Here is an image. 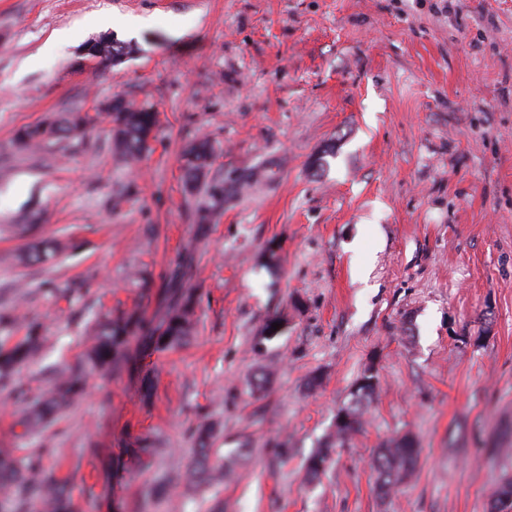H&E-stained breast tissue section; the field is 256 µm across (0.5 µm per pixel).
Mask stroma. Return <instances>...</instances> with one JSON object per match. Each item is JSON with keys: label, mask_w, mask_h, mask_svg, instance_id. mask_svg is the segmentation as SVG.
Wrapping results in <instances>:
<instances>
[{"label": "stroma", "mask_w": 512, "mask_h": 512, "mask_svg": "<svg viewBox=\"0 0 512 512\" xmlns=\"http://www.w3.org/2000/svg\"><path fill=\"white\" fill-rule=\"evenodd\" d=\"M105 36L125 60L81 64ZM116 98L158 115L139 162L112 147ZM71 112L93 118L84 136L16 146ZM204 138L207 184L268 162L279 177L233 189L202 229L182 153ZM21 224L66 250L26 264ZM180 278L186 345L131 341L130 365L37 434L0 388V448L44 450L76 512H487L512 477V0H0V314L44 326L30 396L98 315L160 320ZM369 373L360 432L306 480ZM205 428L226 475L196 488ZM404 434L417 470L380 498L373 450ZM137 438L159 450L148 463L125 453Z\"/></svg>", "instance_id": "35a3bbf8"}]
</instances>
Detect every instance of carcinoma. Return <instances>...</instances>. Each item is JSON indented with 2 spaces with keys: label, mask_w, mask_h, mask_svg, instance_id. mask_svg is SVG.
<instances>
[{
  "label": "carcinoma",
  "mask_w": 512,
  "mask_h": 512,
  "mask_svg": "<svg viewBox=\"0 0 512 512\" xmlns=\"http://www.w3.org/2000/svg\"><path fill=\"white\" fill-rule=\"evenodd\" d=\"M97 57L98 67L109 70L120 64L127 54V46L113 37L101 38L88 46ZM112 123V137L121 156L136 160L149 148V139L157 124V114L150 108H135L129 103H118L109 113ZM87 118L79 114L71 119L58 121L47 119L23 128L17 134V142L23 147H33L42 142L63 135H75L85 126ZM214 148L207 140L192 144L185 153L184 177L186 185L194 187L211 166ZM209 201L198 208V219L205 222L214 209L224 203V188L214 186L208 192ZM62 249L61 244L47 243L41 248L27 252L29 263H43L53 253ZM176 301L156 327L138 313L105 315L96 320L83 359L73 368L60 375L52 391L31 402L19 420L28 432L41 431L53 414L72 404L83 392L88 378L98 372L121 367L127 360L130 341L137 338L157 350H166L186 342L195 330V291L186 286H177ZM23 324L26 336L9 348L0 346V381L12 386L13 395L26 399L24 384L14 380L42 348V324L34 319L24 320L17 316H0V324ZM369 383L352 393L349 404L341 409L347 418L342 427L336 429L335 440L319 449L309 459L306 473L315 478L324 471L335 446L343 444L362 423L364 409L375 392L374 376L367 375ZM209 435L200 432L197 439V455L188 471V479L195 482H221L224 480V466L211 461L212 449L208 448ZM419 461L418 448L407 437L393 438L377 448L372 459L376 473L375 490L381 497H388L399 485L410 479L416 472ZM37 512H74V506L67 483L46 472L41 464V454L16 457L0 449V512H31L33 505Z\"/></svg>",
  "instance_id": "cac0c4a2"
}]
</instances>
